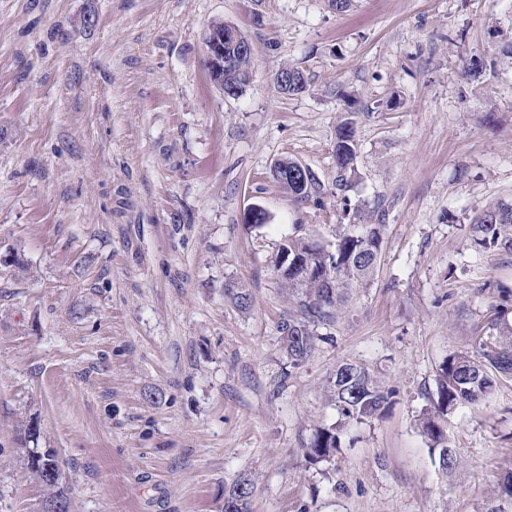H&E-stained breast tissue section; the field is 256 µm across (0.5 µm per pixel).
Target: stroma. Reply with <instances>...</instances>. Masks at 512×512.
I'll list each match as a JSON object with an SVG mask.
<instances>
[{
    "instance_id": "obj_1",
    "label": "stroma",
    "mask_w": 512,
    "mask_h": 512,
    "mask_svg": "<svg viewBox=\"0 0 512 512\" xmlns=\"http://www.w3.org/2000/svg\"><path fill=\"white\" fill-rule=\"evenodd\" d=\"M218 20L253 50L236 98L204 64ZM288 64L304 92L278 90ZM345 120L352 189L296 200L275 163L332 182ZM380 200L370 281L292 364L280 244L334 242ZM510 204L512 0H0V254L21 261L0 265V512H41L30 421L70 512H222L243 476L252 512H489L512 471V378L442 417L458 471L420 418L512 290V254L471 239ZM255 205L267 223H244ZM343 362L392 404L311 464Z\"/></svg>"
}]
</instances>
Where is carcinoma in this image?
<instances>
[{
	"instance_id": "cac0c4a2",
	"label": "carcinoma",
	"mask_w": 512,
	"mask_h": 512,
	"mask_svg": "<svg viewBox=\"0 0 512 512\" xmlns=\"http://www.w3.org/2000/svg\"><path fill=\"white\" fill-rule=\"evenodd\" d=\"M232 54L224 68V84L243 91L253 66V57L239 52ZM356 133L345 122L336 131L334 162L336 178L334 193L349 191L356 174ZM297 199L303 201L327 193V187L317 177L310 176L303 185L290 177L283 183ZM374 222L340 224L336 241L321 245L307 238L290 237L279 246L288 252V271L278 274L282 286L296 304V313L280 324L285 352L295 363L306 360L314 351V326L339 315L347 301V290L369 281L381 250L385 219L383 202L374 207ZM472 241L477 250H499L512 253V205L499 206L484 212L472 225ZM489 333L480 336L475 346L448 356L440 367L437 379V399L434 410L423 414L421 427L431 441V454L437 456L439 468L445 472L456 469L458 460L450 448L443 426L437 419L459 407L474 405L483 400L499 376L512 377V300L493 309L488 322ZM331 393L339 413L335 425L316 435L304 456L310 463L332 458L340 448L341 436L353 423H361L382 415L392 392L381 386L360 366L343 362L336 366L331 379ZM25 461L29 473L46 492V498L62 493L59 484L47 478L48 462L33 461L29 430H24ZM253 484L241 478L224 492V500L234 506L232 512H250ZM500 504L490 512H506L512 507V472L498 482Z\"/></svg>"
}]
</instances>
